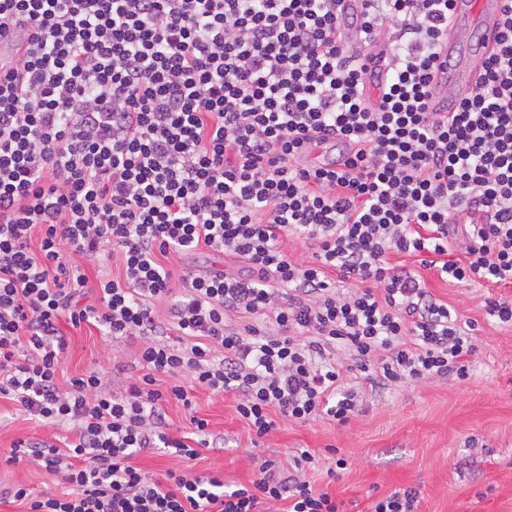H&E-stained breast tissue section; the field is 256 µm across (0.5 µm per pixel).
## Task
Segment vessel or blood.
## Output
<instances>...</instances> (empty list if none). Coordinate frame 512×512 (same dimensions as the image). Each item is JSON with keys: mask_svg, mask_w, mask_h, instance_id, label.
Masks as SVG:
<instances>
[{"mask_svg": "<svg viewBox=\"0 0 512 512\" xmlns=\"http://www.w3.org/2000/svg\"><path fill=\"white\" fill-rule=\"evenodd\" d=\"M453 31L437 61L432 100L437 109L452 106L458 89L471 88L494 44L502 0H455Z\"/></svg>", "mask_w": 512, "mask_h": 512, "instance_id": "b4317fda", "label": "vessel or blood"}]
</instances>
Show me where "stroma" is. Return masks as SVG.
Instances as JSON below:
<instances>
[{
	"label": "stroma",
	"mask_w": 512,
	"mask_h": 512,
	"mask_svg": "<svg viewBox=\"0 0 512 512\" xmlns=\"http://www.w3.org/2000/svg\"><path fill=\"white\" fill-rule=\"evenodd\" d=\"M391 261L421 272L430 291L461 320L477 321L470 378L404 382L381 392L357 379L353 385L362 410L347 425L325 418L301 425L280 416L275 430L257 445L236 412L233 395L193 389L192 409L177 401L166 404L169 435L189 436L194 414L206 419L210 433L224 437L226 445L201 449L191 462L192 472L228 488L247 486L257 477L256 460L284 463L290 451L308 448L320 458L307 473L313 492L328 493L344 512H370L374 499L407 487L419 492L418 512H512V327L495 323L485 312L487 299L512 300V286L446 281L436 271L422 270L416 258L395 254ZM140 345L139 339H112L93 327L68 330L64 375L97 366L106 374V391L126 395L142 371ZM71 434L66 426L48 432L11 401L0 399V450L20 438ZM339 454L347 460L340 471L335 468ZM17 482L38 495L67 488L61 477L38 467L0 462V486Z\"/></svg>",
	"instance_id": "obj_1"
}]
</instances>
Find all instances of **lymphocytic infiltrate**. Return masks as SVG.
Returning <instances> with one entry per match:
<instances>
[{
	"label": "lymphocytic infiltrate",
	"instance_id": "1",
	"mask_svg": "<svg viewBox=\"0 0 512 512\" xmlns=\"http://www.w3.org/2000/svg\"><path fill=\"white\" fill-rule=\"evenodd\" d=\"M344 2L0 0V31L21 35L0 66V398L73 431L9 448L6 463L70 486L6 488L27 512H342L313 492L306 448L233 490L133 460L220 446L195 415L196 445L166 432L165 403L191 407V386L236 395L261 439L278 414L349 423L348 371L378 390L469 378L475 322L389 257L512 284V0L450 112L429 88L454 0ZM327 145L338 168L306 163ZM288 236L315 241L312 261L288 255ZM107 244L121 273L90 284L81 261ZM202 250L243 273L175 277L174 259ZM67 325L141 339L127 395L98 369L60 382Z\"/></svg>",
	"mask_w": 512,
	"mask_h": 512
}]
</instances>
